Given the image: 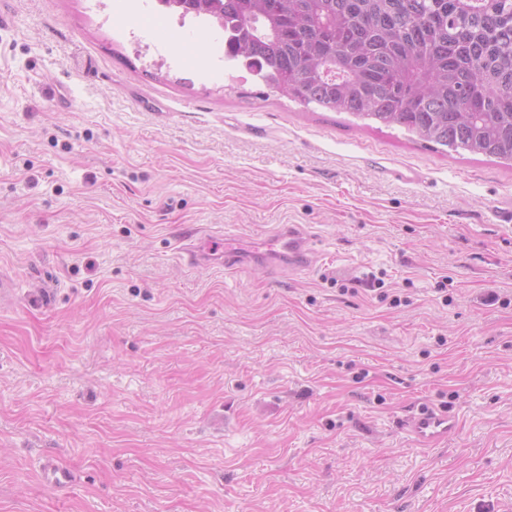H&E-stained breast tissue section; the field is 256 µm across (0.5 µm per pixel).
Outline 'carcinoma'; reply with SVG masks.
<instances>
[{
	"label": "carcinoma",
	"mask_w": 512,
	"mask_h": 512,
	"mask_svg": "<svg viewBox=\"0 0 512 512\" xmlns=\"http://www.w3.org/2000/svg\"><path fill=\"white\" fill-rule=\"evenodd\" d=\"M268 86L512 165V0H161Z\"/></svg>",
	"instance_id": "carcinoma-1"
}]
</instances>
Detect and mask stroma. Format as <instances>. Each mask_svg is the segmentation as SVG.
Here are the masks:
<instances>
[{
    "label": "stroma",
    "instance_id": "obj_1",
    "mask_svg": "<svg viewBox=\"0 0 512 512\" xmlns=\"http://www.w3.org/2000/svg\"><path fill=\"white\" fill-rule=\"evenodd\" d=\"M149 3L0 0V512H500L512 166L283 95ZM282 224L316 262L190 260ZM424 402L457 427L421 449Z\"/></svg>",
    "mask_w": 512,
    "mask_h": 512
}]
</instances>
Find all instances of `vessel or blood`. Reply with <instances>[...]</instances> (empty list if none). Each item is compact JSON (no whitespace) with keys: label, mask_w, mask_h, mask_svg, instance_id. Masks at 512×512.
Returning a JSON list of instances; mask_svg holds the SVG:
<instances>
[{"label":"vessel or blood","mask_w":512,"mask_h":512,"mask_svg":"<svg viewBox=\"0 0 512 512\" xmlns=\"http://www.w3.org/2000/svg\"><path fill=\"white\" fill-rule=\"evenodd\" d=\"M312 251L311 238L289 226L278 229L271 237L250 248L236 243L233 238H225L224 264L233 267L260 262L298 270L308 265ZM403 427L417 445L430 447L453 433L455 419L445 410L422 404L406 417Z\"/></svg>","instance_id":"b4317fda"}]
</instances>
